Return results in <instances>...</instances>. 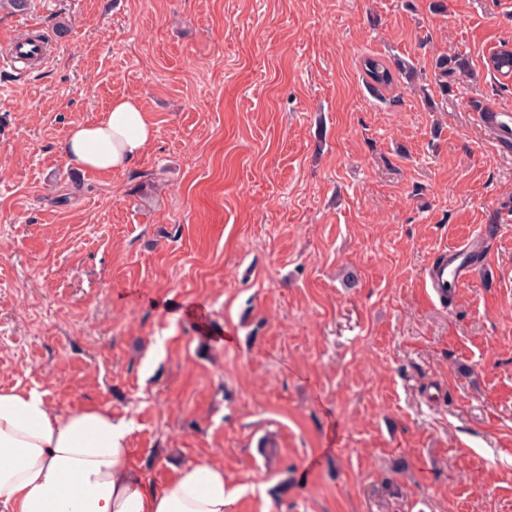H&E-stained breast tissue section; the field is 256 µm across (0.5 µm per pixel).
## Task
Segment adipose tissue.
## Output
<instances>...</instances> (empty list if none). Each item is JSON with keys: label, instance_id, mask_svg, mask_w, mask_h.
<instances>
[{"label": "adipose tissue", "instance_id": "ef3b65f1", "mask_svg": "<svg viewBox=\"0 0 512 512\" xmlns=\"http://www.w3.org/2000/svg\"><path fill=\"white\" fill-rule=\"evenodd\" d=\"M156 130L138 98L113 99L73 125L68 164L95 172L130 168ZM129 428L96 406L59 413L34 389H0V512H230L224 470L190 463L149 488L130 460Z\"/></svg>", "mask_w": 512, "mask_h": 512}]
</instances>
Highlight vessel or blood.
Segmentation results:
<instances>
[{"instance_id":"1","label":"vessel or blood","mask_w":512,"mask_h":512,"mask_svg":"<svg viewBox=\"0 0 512 512\" xmlns=\"http://www.w3.org/2000/svg\"><path fill=\"white\" fill-rule=\"evenodd\" d=\"M44 46L40 41L16 40L10 42L6 59L9 64H29L44 59ZM479 122L493 137L505 147L512 146V113L492 109L479 115ZM489 246L486 227H479L462 242L442 249L429 270L423 284L431 288L433 296L447 301L449 290L463 287L477 274L468 257L472 252H483Z\"/></svg>"}]
</instances>
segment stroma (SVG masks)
Instances as JSON below:
<instances>
[{
	"label": "stroma",
	"instance_id": "35a3bbf8",
	"mask_svg": "<svg viewBox=\"0 0 512 512\" xmlns=\"http://www.w3.org/2000/svg\"><path fill=\"white\" fill-rule=\"evenodd\" d=\"M31 0L0 9V389L129 427L161 488L223 467L231 512H512V233L449 301L423 278L512 226L489 58L512 0ZM470 75L428 107L433 59ZM399 56L379 100L359 67ZM137 97L154 141L80 172L70 127ZM45 58L44 46L41 41L16 40L10 42L6 56L9 65L16 68V64L29 63ZM360 67L363 79L370 91L382 100L386 92H392L399 86L412 85L417 78L414 65L401 58L385 59L369 55L361 58ZM479 112V123L504 147L512 146V113L500 112L497 109H490L488 112H481L486 107L479 100L472 101L471 105Z\"/></svg>",
	"mask_w": 512,
	"mask_h": 512
}]
</instances>
